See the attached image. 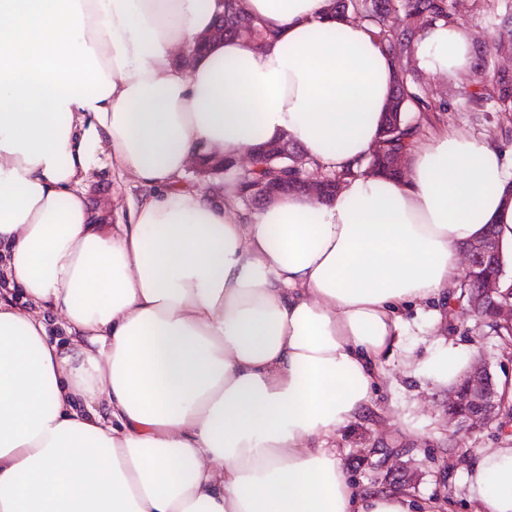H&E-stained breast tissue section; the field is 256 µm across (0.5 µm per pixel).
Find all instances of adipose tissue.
Instances as JSON below:
<instances>
[{
    "instance_id": "ef3b65f1",
    "label": "adipose tissue",
    "mask_w": 512,
    "mask_h": 512,
    "mask_svg": "<svg viewBox=\"0 0 512 512\" xmlns=\"http://www.w3.org/2000/svg\"><path fill=\"white\" fill-rule=\"evenodd\" d=\"M241 6L262 50H198L222 0H0V512H412L356 490L336 433L462 247L493 224L512 258V166L444 130L327 202L245 214L236 187H184L284 136L357 168L393 94L392 58L331 0ZM413 53L457 78L470 37L436 24ZM106 167L163 193L104 223L87 182ZM467 484L474 512H512V447Z\"/></svg>"
}]
</instances>
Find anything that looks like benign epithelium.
<instances>
[{
    "instance_id": "obj_1",
    "label": "benign epithelium",
    "mask_w": 512,
    "mask_h": 512,
    "mask_svg": "<svg viewBox=\"0 0 512 512\" xmlns=\"http://www.w3.org/2000/svg\"><path fill=\"white\" fill-rule=\"evenodd\" d=\"M295 179L289 174L288 167L263 186L250 188L255 194L266 195L274 186ZM326 178L306 176L301 179L302 191L314 193L326 200ZM465 277L474 281L469 294L468 308L474 315L494 323L512 326V300H502L500 274L484 269L488 262H494L500 256V244L491 234H484L478 241L467 246ZM505 405V396L499 392V382L490 368L475 361L465 369L461 379L448 390V417L455 423L457 431L469 434L478 432L498 420Z\"/></svg>"
}]
</instances>
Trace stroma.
<instances>
[{
    "label": "stroma",
    "instance_id": "stroma-1",
    "mask_svg": "<svg viewBox=\"0 0 512 512\" xmlns=\"http://www.w3.org/2000/svg\"><path fill=\"white\" fill-rule=\"evenodd\" d=\"M455 24L467 31L473 55L489 52L495 25L512 14V0H451ZM408 77L421 78L428 99L437 112L412 108L405 112L408 123L419 125L418 144L428 143L441 127L459 129L495 143L512 156V118L499 112H472L465 105L470 78L451 80L425 72L416 60L403 65ZM143 188L130 177L110 171L98 172L88 187L93 209L102 211L108 223H117L129 201L139 200ZM405 351L396 352L386 367L388 387L372 408L341 429L336 446L350 481L362 491L382 487L387 473V455L394 452L400 462L417 475L407 494L417 502L449 499L454 512H473L468 499L466 472L474 454L486 448L512 446V401L490 428L474 434H454L446 415L447 387L428 377L424 360L438 343L452 344L468 356L483 359L499 382L512 385V345L506 344L478 318L470 316L462 302L422 304L407 311Z\"/></svg>",
    "mask_w": 512,
    "mask_h": 512
}]
</instances>
